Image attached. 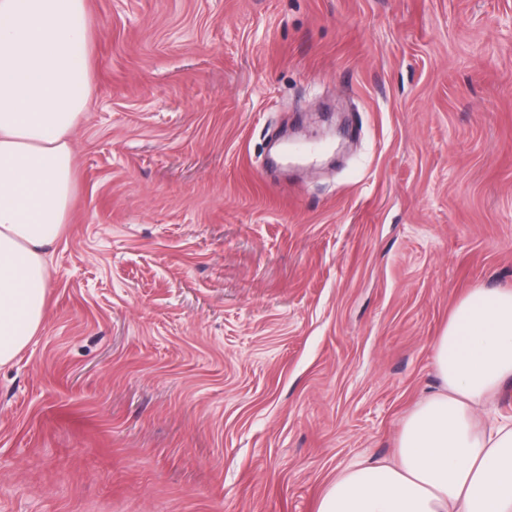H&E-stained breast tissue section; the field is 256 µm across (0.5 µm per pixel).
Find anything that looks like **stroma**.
<instances>
[{
    "instance_id": "35a3bbf8",
    "label": "stroma",
    "mask_w": 512,
    "mask_h": 512,
    "mask_svg": "<svg viewBox=\"0 0 512 512\" xmlns=\"http://www.w3.org/2000/svg\"><path fill=\"white\" fill-rule=\"evenodd\" d=\"M0 512H316L512 288V0H89ZM338 145L265 170L270 135Z\"/></svg>"
}]
</instances>
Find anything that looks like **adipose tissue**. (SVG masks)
<instances>
[{
  "mask_svg": "<svg viewBox=\"0 0 512 512\" xmlns=\"http://www.w3.org/2000/svg\"><path fill=\"white\" fill-rule=\"evenodd\" d=\"M88 0H0V366L45 321L47 257L72 219L92 94ZM435 387L389 461L345 469L317 512H512V289L472 288L438 336Z\"/></svg>",
  "mask_w": 512,
  "mask_h": 512,
  "instance_id": "1",
  "label": "adipose tissue"
}]
</instances>
